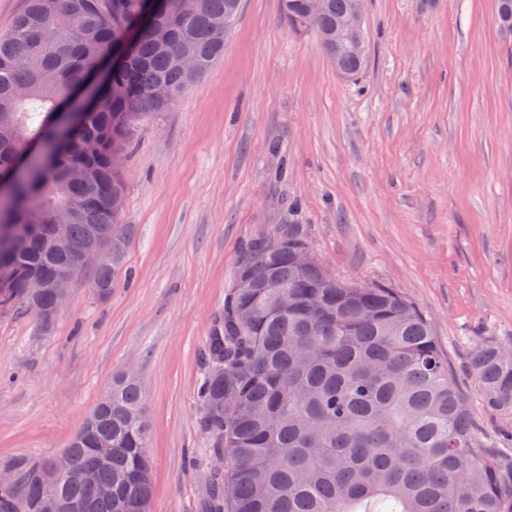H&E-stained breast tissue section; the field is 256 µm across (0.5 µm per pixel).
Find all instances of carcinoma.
<instances>
[{
  "instance_id": "obj_1",
  "label": "carcinoma",
  "mask_w": 512,
  "mask_h": 512,
  "mask_svg": "<svg viewBox=\"0 0 512 512\" xmlns=\"http://www.w3.org/2000/svg\"><path fill=\"white\" fill-rule=\"evenodd\" d=\"M26 0L0 34V284L52 275L65 258L46 247L55 214L73 212V251L112 229V259L88 270L112 290L133 232L111 206L124 194L121 166L134 131L183 97L224 55L212 29L234 24L239 0ZM349 0H282L293 31L336 38ZM495 23L512 32V0H496ZM135 29L133 50L122 37ZM169 33L160 44L156 28ZM117 57L111 78L86 90L97 62ZM367 61V42L339 57L349 77ZM163 84L169 98H155ZM84 113L52 133L67 102ZM309 248L301 224H276L245 246L202 352L197 396L204 427L224 457L207 512H512V456L479 448L474 412L457 391L431 325L401 290L342 280L324 265L301 269ZM9 310L30 312L21 288L0 287ZM224 366V375L215 366ZM472 368L487 405L512 414V348L480 341ZM139 381L112 380V404L65 449L74 471L98 466L91 452L112 440V499L62 478L55 494L83 512H149L151 481ZM25 461L0 485V512H40L39 472Z\"/></svg>"
}]
</instances>
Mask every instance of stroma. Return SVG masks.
Instances as JSON below:
<instances>
[{"instance_id":"obj_1","label":"stroma","mask_w":512,"mask_h":512,"mask_svg":"<svg viewBox=\"0 0 512 512\" xmlns=\"http://www.w3.org/2000/svg\"><path fill=\"white\" fill-rule=\"evenodd\" d=\"M495 0H365L366 68L340 78L281 0H241L224 55L124 160L132 225L107 300L87 273L50 332L0 312V471L67 448L113 377L146 393L151 512H203L214 438L201 353L245 244L297 202L337 277L401 289L429 319L482 447L512 450L477 342L512 343V34Z\"/></svg>"}]
</instances>
